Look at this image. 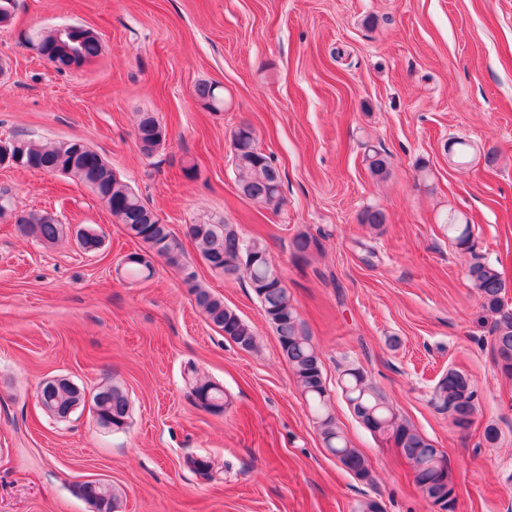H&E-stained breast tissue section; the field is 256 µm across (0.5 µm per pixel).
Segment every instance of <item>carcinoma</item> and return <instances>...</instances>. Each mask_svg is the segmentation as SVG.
<instances>
[{
    "instance_id": "carcinoma-1",
    "label": "carcinoma",
    "mask_w": 512,
    "mask_h": 512,
    "mask_svg": "<svg viewBox=\"0 0 512 512\" xmlns=\"http://www.w3.org/2000/svg\"><path fill=\"white\" fill-rule=\"evenodd\" d=\"M25 42L37 43L48 57L57 59L62 72L77 69L98 56L101 44L98 36L79 31L57 35L56 30L46 34L35 32L25 35ZM198 99L214 111L219 110L221 98L212 83H200L195 88ZM139 150L152 155L162 145L166 134L157 120L142 115L135 131ZM27 162V170L62 174L77 179L87 186L106 206L115 221L124 226L127 234L139 241L146 253H155L174 268L184 266L183 255L169 238L166 227L148 220L150 208L141 197L120 177L112 174L109 165L86 143L74 140L58 144H44L25 135L15 134ZM255 132L243 124L232 134V154L237 172V186L241 195L266 205L275 198H282L281 176L270 158L253 147ZM364 161L374 176L387 173V157L372 147L365 150ZM12 218L21 232L40 243L55 244L67 236L68 227L56 222L49 213H15L10 197L0 193V219ZM188 235L195 243L206 264L226 275L244 277L260 302L266 321L273 328L282 354L291 369L296 386L303 397L324 447L338 463L361 481H373L367 458L353 447L338 426L331 409V395L322 373V361L311 336L293 305L288 288L279 268L267 258L266 241L261 237L245 239L235 224H191ZM448 238L460 253L467 256L466 277L482 299L485 311L494 315L489 328L490 345L498 372L512 378V309L505 307L509 288L499 263L493 262L475 249L472 226L469 221L448 225ZM253 249L256 262L252 268L234 264L239 254ZM292 254L307 260L319 250V241L307 232L293 236ZM196 306L224 335L243 345L247 351L257 348L255 326L243 319L224 301L210 291L194 284L191 286ZM184 381L201 406L211 412L224 409V387L199 375L192 364L184 369ZM338 386L342 396L353 405L355 416L382 444H391L408 461L414 481L422 497L430 502L436 489L443 485L448 490L456 488L449 467L438 462L433 442L417 428L400 418L387 396L379 390L358 368L342 371ZM43 409L57 418H66L86 404V392L64 378L56 382L40 399ZM429 402L438 411L448 414L452 426L460 432L467 431L477 411V391L470 378L460 370L450 369L441 374L430 393ZM92 405L101 422H112L120 430L127 424L129 401L126 391L113 384L92 394ZM103 512H115L120 499L111 484L91 490Z\"/></svg>"
}]
</instances>
